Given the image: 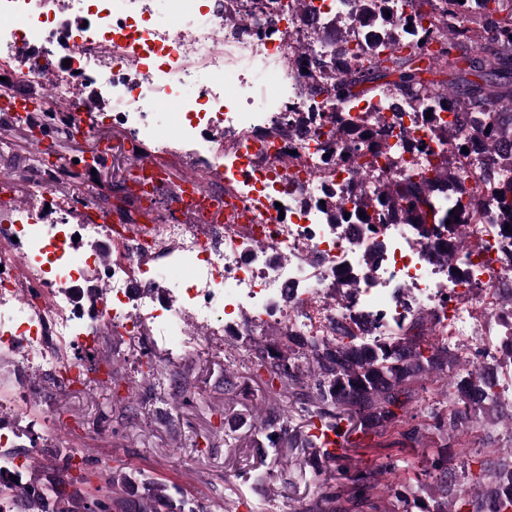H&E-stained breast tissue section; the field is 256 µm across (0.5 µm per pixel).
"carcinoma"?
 Instances as JSON below:
<instances>
[{"label":"carcinoma","mask_w":512,"mask_h":512,"mask_svg":"<svg viewBox=\"0 0 512 512\" xmlns=\"http://www.w3.org/2000/svg\"><path fill=\"white\" fill-rule=\"evenodd\" d=\"M357 15L366 24L363 57L350 61L351 49L343 33L335 32L333 70L323 67L309 72L306 80L313 95L350 109L361 100L378 93L398 104L416 103L426 113H434L439 101L449 104L456 115L471 120L469 135L448 141V131L438 132V145L445 147L431 164L429 175L388 183L377 197L358 195L355 212L371 224L388 218L396 224H414L426 238L435 225L450 222L457 226L471 223L479 215L473 191L465 179L464 160L473 142L483 145L490 162L498 169L512 172V150L500 149L512 143V0H479L480 10H468V2L425 0L430 10L398 19L388 16L390 0H356ZM411 30H406V27ZM436 42L434 54L424 46ZM390 45L380 53L379 44ZM75 116L48 110L42 127L59 138H71ZM379 118L336 128V139L355 144L361 151L358 168L366 169L373 159L385 153L389 144L375 128ZM494 209L499 221L512 233V180L502 181L494 193ZM325 217L337 224L345 213L334 194L326 201ZM336 337L298 336L286 329L275 338L254 348L255 357L264 366L270 380L280 382L283 392L291 393L299 403L300 422L281 417L280 425L270 420L272 431L265 438L272 448H321L322 439L311 433L316 425L333 430L348 439L354 433L383 435L398 426L413 401V385L440 375L456 364L448 348L426 343L422 314L401 324L388 337L363 342L355 330L371 332L358 316H343L335 321ZM512 366V334L502 337L497 364L479 362L463 376L450 380L446 395L452 408H433L428 420L400 435L411 443L420 442L422 432L438 435L442 445L431 460L435 470L432 482L421 487L427 495L409 496L405 485L388 487L402 512H512V463L489 456L480 462L479 482L460 495L448 483V453L460 432L507 421L497 403L494 388L498 368ZM78 452L64 456L63 473L43 478L22 471L18 483L0 473V501H12L19 512H89L91 494L86 460L75 461ZM82 471L77 477L72 468ZM378 471L345 470L342 476L351 483V502L356 508L379 512L370 501ZM103 484L96 487L109 512H202L194 497H188L167 482L137 470H110L99 473Z\"/></svg>","instance_id":"carcinoma-1"}]
</instances>
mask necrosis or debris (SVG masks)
<instances>
[{
	"label": "necrosis or debris",
	"mask_w": 512,
	"mask_h": 512,
	"mask_svg": "<svg viewBox=\"0 0 512 512\" xmlns=\"http://www.w3.org/2000/svg\"><path fill=\"white\" fill-rule=\"evenodd\" d=\"M154 0H0V60L33 79L46 63L54 68L52 97L66 99L72 86L88 85L112 104V119L140 140L166 149L152 123L161 99L178 104L185 120L180 144L200 172L223 168L253 222L157 224L146 237L130 235L112 244L102 262L94 244L109 227L93 222L0 225V351L24 367L65 369L62 347H92L102 328L129 336L149 330L169 352H185L189 324L207 335L251 336L278 325L305 336H333L337 315H365L375 336L390 335L413 314H437L449 343L485 336L487 315L502 316L497 293L512 288V237L504 236L493 212V192L478 172L467 180L483 204L480 223L456 239L461 277L437 263L428 240L410 224L371 226L325 220L321 202L335 191L345 211L356 191L376 192L392 179L428 170L432 157L415 142L432 144L433 126L460 129L452 111L434 123L407 106L393 110L375 100L344 109L304 92L299 41L308 55L331 63L326 37L311 38L326 18L341 16L353 49L364 43L362 25L349 0H314L308 20L295 19L289 0L257 10L234 0L239 19L224 22V0L201 10L199 0H173L165 25L152 20ZM131 62L116 71L114 57ZM275 75L278 89L261 92ZM380 116L389 128L390 149L371 168L336 162V128ZM233 137L231 150L219 136ZM379 251L376 265L362 266L361 249ZM104 289L88 302L73 291L88 271ZM357 276L358 291L342 305L326 302L345 274ZM37 285L46 304L22 297L18 277ZM172 306H165V299Z\"/></svg>",
	"instance_id": "obj_1"
}]
</instances>
